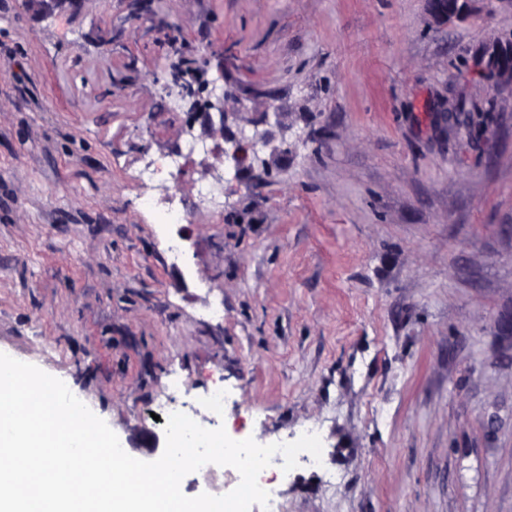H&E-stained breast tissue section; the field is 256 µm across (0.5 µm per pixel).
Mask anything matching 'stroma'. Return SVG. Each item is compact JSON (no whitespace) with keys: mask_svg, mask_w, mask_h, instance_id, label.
Masks as SVG:
<instances>
[{"mask_svg":"<svg viewBox=\"0 0 512 512\" xmlns=\"http://www.w3.org/2000/svg\"><path fill=\"white\" fill-rule=\"evenodd\" d=\"M129 3L0 0V353L143 461L165 400L235 440L316 432L287 512H512V83L470 71L512 0ZM214 86L230 126L282 112L272 175L195 120ZM187 131L212 151L180 196L220 169L226 205L161 224L140 170ZM470 0H428L430 15L437 23H448L468 10Z\"/></svg>","mask_w":512,"mask_h":512,"instance_id":"obj_1","label":"stroma"}]
</instances>
